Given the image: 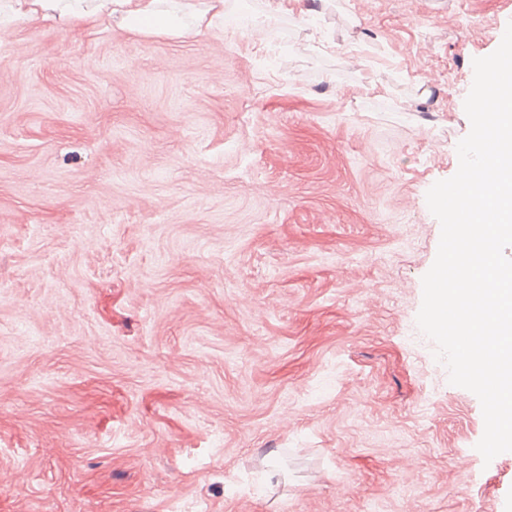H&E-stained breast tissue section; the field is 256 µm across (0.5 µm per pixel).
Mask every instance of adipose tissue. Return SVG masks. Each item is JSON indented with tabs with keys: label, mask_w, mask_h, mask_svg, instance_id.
Segmentation results:
<instances>
[{
	"label": "adipose tissue",
	"mask_w": 512,
	"mask_h": 512,
	"mask_svg": "<svg viewBox=\"0 0 512 512\" xmlns=\"http://www.w3.org/2000/svg\"><path fill=\"white\" fill-rule=\"evenodd\" d=\"M159 5L160 0H9L7 14L0 18V42L10 36L14 21L30 17L66 27H94L119 13L134 31L164 29L180 36L186 30V20L201 23L208 14H224V0H207L202 9L194 0H171L164 11Z\"/></svg>",
	"instance_id": "ef3b65f1"
}]
</instances>
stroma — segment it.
I'll return each mask as SVG.
<instances>
[{"label":"stroma","instance_id":"1","mask_svg":"<svg viewBox=\"0 0 512 512\" xmlns=\"http://www.w3.org/2000/svg\"><path fill=\"white\" fill-rule=\"evenodd\" d=\"M505 0H224L0 44V512H512L419 328Z\"/></svg>","mask_w":512,"mask_h":512}]
</instances>
